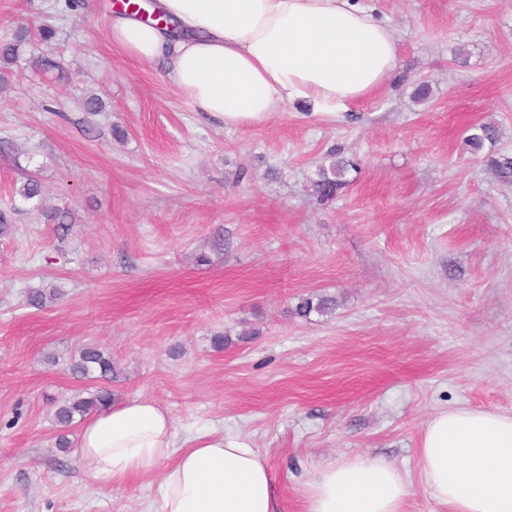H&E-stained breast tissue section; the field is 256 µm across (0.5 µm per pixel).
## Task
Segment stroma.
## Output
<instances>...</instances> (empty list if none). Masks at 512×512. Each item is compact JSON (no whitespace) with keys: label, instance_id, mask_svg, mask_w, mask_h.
I'll return each mask as SVG.
<instances>
[{"label":"stroma","instance_id":"1","mask_svg":"<svg viewBox=\"0 0 512 512\" xmlns=\"http://www.w3.org/2000/svg\"><path fill=\"white\" fill-rule=\"evenodd\" d=\"M84 2L0 0V40L57 30L0 80V208H18L0 239V512H142L153 497L155 473L93 480L82 420H54L99 386L69 371L87 343L111 353L116 401H155L183 438L249 436L282 512H303L320 465L362 454L407 476L405 512H441L417 466L426 422L512 414V183L486 161L512 156V0H361L394 36V74L348 111L293 102L247 128L193 112L162 63L113 45V0ZM41 57L56 70L37 72ZM482 122L499 137L480 156L464 138ZM337 157L347 185L319 200ZM28 175L69 232L28 211ZM52 287L60 299L28 306ZM316 296L335 310L296 315Z\"/></svg>","mask_w":512,"mask_h":512}]
</instances>
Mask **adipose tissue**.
Instances as JSON below:
<instances>
[{"label":"adipose tissue","mask_w":512,"mask_h":512,"mask_svg":"<svg viewBox=\"0 0 512 512\" xmlns=\"http://www.w3.org/2000/svg\"><path fill=\"white\" fill-rule=\"evenodd\" d=\"M169 25L116 8L109 36L167 77L202 116L232 127L263 122L289 102L333 114L375 92L394 72L397 45L358 0H157ZM79 453L93 478L118 484L159 473L147 512H280L263 454L243 435L178 442L172 416L138 398L89 418ZM421 476L445 512H512V414L454 409L420 433ZM410 486L392 463L358 455L317 469L304 512H404Z\"/></svg>","instance_id":"adipose-tissue-1"}]
</instances>
